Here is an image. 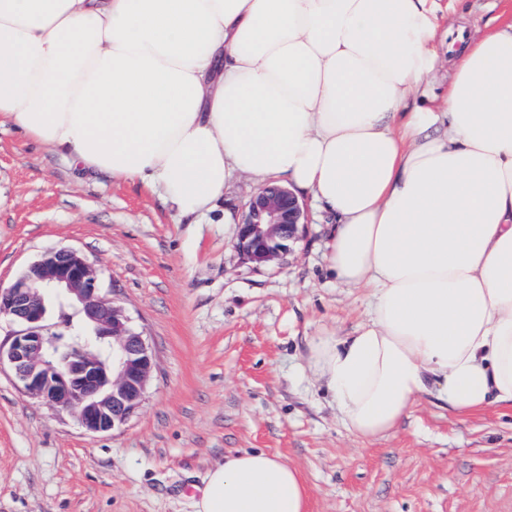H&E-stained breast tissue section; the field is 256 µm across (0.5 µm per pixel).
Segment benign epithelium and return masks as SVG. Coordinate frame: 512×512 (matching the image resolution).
Instances as JSON below:
<instances>
[{
  "instance_id": "7a95c632",
  "label": "benign epithelium",
  "mask_w": 512,
  "mask_h": 512,
  "mask_svg": "<svg viewBox=\"0 0 512 512\" xmlns=\"http://www.w3.org/2000/svg\"><path fill=\"white\" fill-rule=\"evenodd\" d=\"M302 204L269 186L250 196L238 222L236 249L252 267H270L303 235ZM60 322L49 323L52 308ZM13 326L0 342L22 393L90 434L122 430L145 401L155 356L94 265L79 251L50 250L10 286L0 287V319Z\"/></svg>"
}]
</instances>
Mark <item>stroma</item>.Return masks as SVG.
Listing matches in <instances>:
<instances>
[{"instance_id": "1", "label": "stroma", "mask_w": 512, "mask_h": 512, "mask_svg": "<svg viewBox=\"0 0 512 512\" xmlns=\"http://www.w3.org/2000/svg\"><path fill=\"white\" fill-rule=\"evenodd\" d=\"M442 2L443 30L512 16V0ZM161 194L0 126V286L48 250H79L156 362L139 413L106 434L55 417L1 370L0 512H195V487L242 450L295 467L310 512H512L511 406L460 416L426 393L384 437L343 426L308 345L352 335L370 297L327 274L319 212L257 270L234 248L236 225L217 212L179 221Z\"/></svg>"}]
</instances>
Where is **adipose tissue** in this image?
Segmentation results:
<instances>
[{
  "mask_svg": "<svg viewBox=\"0 0 512 512\" xmlns=\"http://www.w3.org/2000/svg\"><path fill=\"white\" fill-rule=\"evenodd\" d=\"M438 0H0V122L74 166L163 189L182 217L241 177L329 217L327 269L370 291L309 367L348 432L435 392L512 405V21L447 32ZM263 451L209 470L196 512H308Z\"/></svg>",
  "mask_w": 512,
  "mask_h": 512,
  "instance_id": "1",
  "label": "adipose tissue"
}]
</instances>
